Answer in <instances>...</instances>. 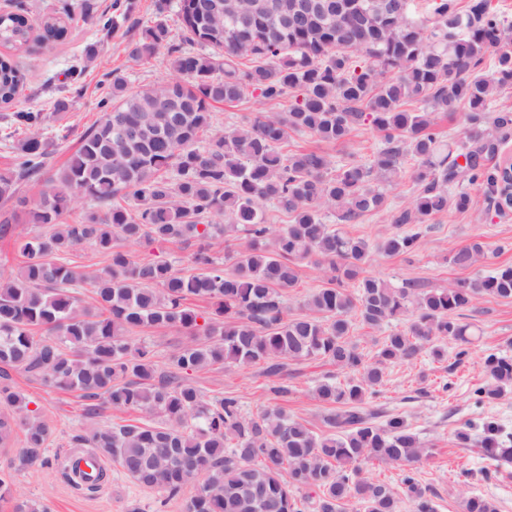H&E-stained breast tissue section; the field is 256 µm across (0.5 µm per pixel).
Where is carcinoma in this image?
I'll return each mask as SVG.
<instances>
[{
	"label": "carcinoma",
	"instance_id": "carcinoma-1",
	"mask_svg": "<svg viewBox=\"0 0 512 512\" xmlns=\"http://www.w3.org/2000/svg\"><path fill=\"white\" fill-rule=\"evenodd\" d=\"M211 0H179L186 40L172 43L163 20L127 42L128 60L147 62L161 51L173 77L134 90L112 74L111 100L80 138L66 165L47 174L53 144L43 137L44 112L11 114L7 140L13 168L0 172V238L13 225L50 224L53 231L16 239L24 260L0 273V447L14 427L24 445L0 472V501L12 512H47L18 492L13 474L49 464L51 430L6 383L8 370L28 373L46 387L77 391L87 414L137 413L125 423L99 426L77 436L81 447L116 462L125 476L170 498L204 477L184 512H398L399 498L384 482L363 476L385 463L401 469L400 483L414 512H437L415 465L426 456L407 419L387 414L381 423L364 410L378 393L385 370L425 354L436 362L457 344L456 362L467 355L472 324L456 315L482 297L512 298V265L486 275L426 289L415 282L394 287L366 274L371 247L323 221L331 210L349 224L386 207L384 187L413 161L417 194L395 210L391 223L411 226L378 245L386 256L410 258L422 227L452 208L464 213L474 199L461 182L501 195L500 168L490 158L512 139V114H492L501 92L512 89V20L491 0H429L431 17H416L415 0L386 15L383 0H346L343 15L318 12L296 24L288 16L300 0H229L213 13ZM70 12L50 15L39 28L20 13L0 14V105H9L24 83L13 57L35 38L49 46L68 30ZM490 71H484L485 61ZM263 104L291 98L288 110L257 112L227 132L213 129L214 105L242 100L246 89ZM463 110L464 137L444 142L431 111ZM379 133L385 146L367 162L334 164L318 150H282L288 134L309 133L326 143L346 140L359 126ZM24 180L41 183L37 197L17 195ZM80 199L101 208L84 221L68 222ZM270 202L288 217L278 227L262 209ZM224 238V258L210 241ZM179 241L196 245L185 273L164 260L138 259L127 243ZM89 244L108 257L97 275L70 263ZM487 246L474 240L449 252L460 269L480 264ZM315 259L326 265L327 283L292 317L288 298L299 284L298 267ZM91 284L95 305H83L80 287ZM203 299L199 312L191 300ZM402 316L407 328L378 343L373 354L353 339L355 323L375 330ZM176 327L185 340L158 372L150 346L134 344L138 329ZM321 359L350 374L341 384L314 390L326 409L318 433L279 406L255 416L242 413L234 396L203 398L189 381L173 380L210 367L264 365L278 377L281 360ZM485 380L474 390L480 403L512 392V356L490 353ZM482 448L496 461H512V436L494 419L482 424ZM465 512H497L495 503L472 495Z\"/></svg>",
	"mask_w": 512,
	"mask_h": 512
}]
</instances>
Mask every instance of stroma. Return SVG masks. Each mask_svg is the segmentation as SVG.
I'll use <instances>...</instances> for the list:
<instances>
[{
    "mask_svg": "<svg viewBox=\"0 0 512 512\" xmlns=\"http://www.w3.org/2000/svg\"><path fill=\"white\" fill-rule=\"evenodd\" d=\"M133 19L119 31L104 30L100 20L115 12V0H0V13L24 14L32 24H39L49 14L73 8V20L67 35L53 45H32L16 58L26 81L19 95L21 107L50 113L56 97H68L69 112L51 117L45 131L55 142L51 168L62 166L77 149L81 134L100 119V103L109 98L113 73L127 78L133 88H146L168 79L170 70L166 54H158L148 63L134 64L124 54L125 43L139 36L142 28L164 18L173 39H180L175 8L157 15L155 0H133ZM98 49L94 61H87L89 45ZM383 145L382 138L369 126L352 132L349 140L336 145L320 146L314 136L293 133L287 150L324 148L332 161L368 160ZM416 188L403 179L387 189L386 210L366 215L353 224L344 225L349 235L370 243H379L393 232L392 211L409 206ZM469 191L477 200L475 208L460 214L448 212L430 220L418 249L411 258L389 257L376 252L366 267L369 275L393 286L416 281L426 288H443L460 279H471L502 264H512V213L498 214L492 200L480 185ZM481 238L489 245L486 260L479 266L460 270L448 261L451 248ZM478 333L468 347V354L457 368L422 356L413 363L390 367L379 393L367 403L368 409H381L407 417L413 430L424 442L429 456L418 466V478L435 494L437 512H464L465 500L474 494L494 501L499 512H512V464H500L483 455L478 442L480 423L496 419L507 433H512V395L493 403H477L472 390L484 379L483 361L496 351L512 355V299H480L472 310L463 314ZM14 388L24 394L32 408L51 428L49 446L59 456L75 449V437L87 433L95 422L86 417L82 401L73 392L49 389L30 380L20 370H11ZM346 373L323 361H285L278 379L267 378L262 366L227 371L215 367L193 375L192 382L207 398L235 396L244 415L252 416L271 404H280L314 430H322L324 407L312 391L327 380L345 382ZM285 386L286 392L271 393L272 384ZM471 423V441L461 444L457 430ZM110 480L98 491L77 487L63 466L50 463L15 474L19 491L28 499L40 502L48 512H128L138 505L142 512H183L181 499H167L164 491L141 488L131 483L117 464L109 466Z\"/></svg>",
    "mask_w": 512,
    "mask_h": 512,
    "instance_id": "35a3bbf8",
    "label": "stroma"
}]
</instances>
